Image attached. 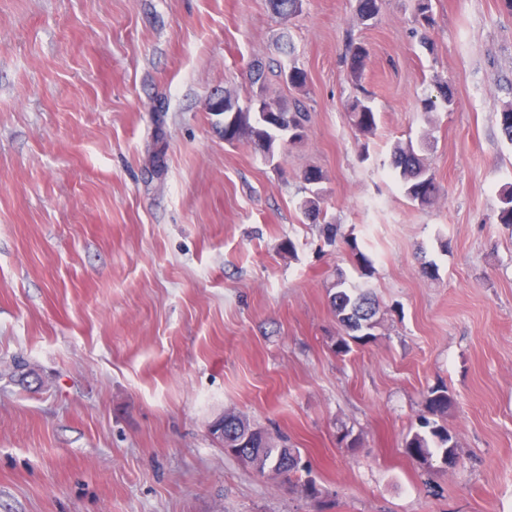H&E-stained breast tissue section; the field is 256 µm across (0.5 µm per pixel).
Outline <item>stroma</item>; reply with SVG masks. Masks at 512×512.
<instances>
[{"instance_id": "35a3bbf8", "label": "stroma", "mask_w": 512, "mask_h": 512, "mask_svg": "<svg viewBox=\"0 0 512 512\" xmlns=\"http://www.w3.org/2000/svg\"><path fill=\"white\" fill-rule=\"evenodd\" d=\"M356 7L0 0V512H512V15L433 0L426 49L413 0L369 26ZM352 40L370 51L367 136L343 111ZM289 44L306 88L253 85ZM441 83L453 106L423 111ZM228 93L300 97L302 139L270 161L225 142L211 106ZM407 141L432 206L391 169ZM312 167L332 246L299 208ZM338 271L381 307L344 356ZM438 384L450 468L405 445ZM225 412L287 436L318 497L227 454ZM392 166L398 171L406 196L417 205H432L438 195L434 175L429 171L423 158L418 155L413 143H397L392 151Z\"/></svg>"}]
</instances>
